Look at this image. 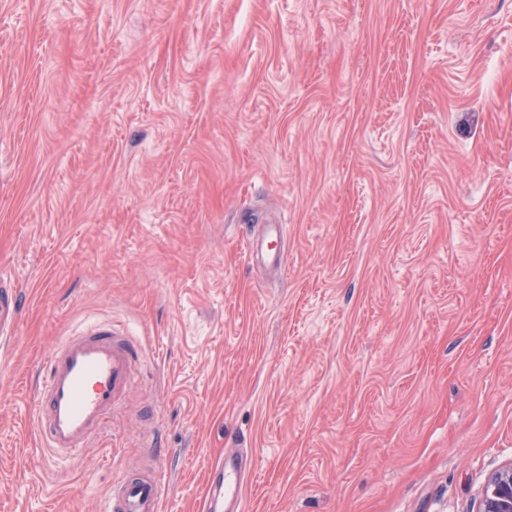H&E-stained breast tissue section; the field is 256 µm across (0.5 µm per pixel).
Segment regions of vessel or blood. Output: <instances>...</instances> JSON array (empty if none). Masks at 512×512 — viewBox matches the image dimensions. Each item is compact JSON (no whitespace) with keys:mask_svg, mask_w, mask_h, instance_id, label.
<instances>
[{"mask_svg":"<svg viewBox=\"0 0 512 512\" xmlns=\"http://www.w3.org/2000/svg\"><path fill=\"white\" fill-rule=\"evenodd\" d=\"M280 237V225H266L260 238L248 240L249 255L279 268L281 253L273 244ZM19 311L16 292L0 280L1 335H12ZM138 362L136 346L109 322L66 336L50 352L39 374L42 397L34 423L53 455L74 454L100 438L134 386ZM248 474L244 450L226 451L208 472L207 512H242ZM164 496L158 472L127 475L113 485L105 512H161Z\"/></svg>","mask_w":512,"mask_h":512,"instance_id":"vessel-or-blood-1","label":"vessel or blood"}]
</instances>
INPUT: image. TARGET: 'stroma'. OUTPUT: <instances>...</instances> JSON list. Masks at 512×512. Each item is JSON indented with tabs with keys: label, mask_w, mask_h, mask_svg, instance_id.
Segmentation results:
<instances>
[{
	"label": "stroma",
	"mask_w": 512,
	"mask_h": 512,
	"mask_svg": "<svg viewBox=\"0 0 512 512\" xmlns=\"http://www.w3.org/2000/svg\"><path fill=\"white\" fill-rule=\"evenodd\" d=\"M282 227V267L247 238ZM0 512H480L512 464V0H0ZM142 371L50 463L41 364ZM161 445L149 447L152 435ZM20 304L16 292L0 279V334L1 340L9 339L15 329ZM5 335V336H4ZM247 454L242 448L224 452L209 470L207 478L208 512H241L244 510L242 489L248 480ZM165 485L158 470L126 475L112 487L104 512H160Z\"/></svg>",
	"instance_id": "35a3bbf8"
}]
</instances>
